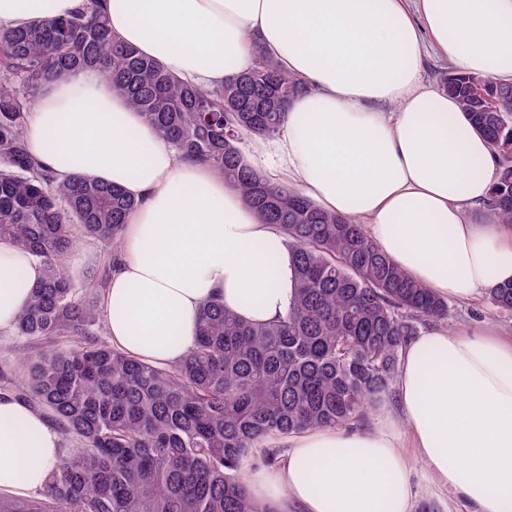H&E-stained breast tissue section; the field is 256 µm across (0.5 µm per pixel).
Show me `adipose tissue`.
<instances>
[{"mask_svg":"<svg viewBox=\"0 0 512 512\" xmlns=\"http://www.w3.org/2000/svg\"><path fill=\"white\" fill-rule=\"evenodd\" d=\"M84 0H0L15 28ZM113 36L182 81L214 88L253 49L307 86L279 134L254 139L250 167L361 224L411 279L477 301L512 282V224L476 217L491 196L493 149L458 102L425 84L423 52L457 71L512 82V0H101ZM30 155L57 181L112 183L135 199L102 298L113 346L171 367L212 300L245 320L292 298L282 233L211 165L178 158L92 70L46 86L26 116ZM42 262L0 239V330L13 328ZM397 396L410 446L475 512H512V337L436 327L403 351ZM273 470L243 472L270 512H410L412 469L389 431L316 428L287 438ZM64 450L47 418L0 394V494L41 492Z\"/></svg>","mask_w":512,"mask_h":512,"instance_id":"1","label":"adipose tissue"}]
</instances>
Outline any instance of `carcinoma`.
I'll use <instances>...</instances> for the list:
<instances>
[{
	"instance_id": "carcinoma-1",
	"label": "carcinoma",
	"mask_w": 512,
	"mask_h": 512,
	"mask_svg": "<svg viewBox=\"0 0 512 512\" xmlns=\"http://www.w3.org/2000/svg\"><path fill=\"white\" fill-rule=\"evenodd\" d=\"M89 68L140 112L180 156L224 172L246 205L283 233L293 298L285 315L251 323L204 304L196 341L177 366L133 359L85 339L86 300L64 261L77 232L121 243L137 202L121 189L74 176L58 182L28 154L23 115L44 86ZM448 67L440 90L457 99L499 158L488 209L512 224V85ZM305 91L277 61L218 88L184 83L112 38L97 0L27 28L0 25V239L41 259L45 278L17 336H71L76 344L27 358L19 398L76 437L38 497L0 495V512H262L241 480L262 444L338 427L392 386L418 326L448 318V300L407 277L349 218L317 208L300 190L271 183L246 163L248 137L276 134L288 102ZM246 95L258 112H239ZM512 311V283L489 292Z\"/></svg>"
}]
</instances>
